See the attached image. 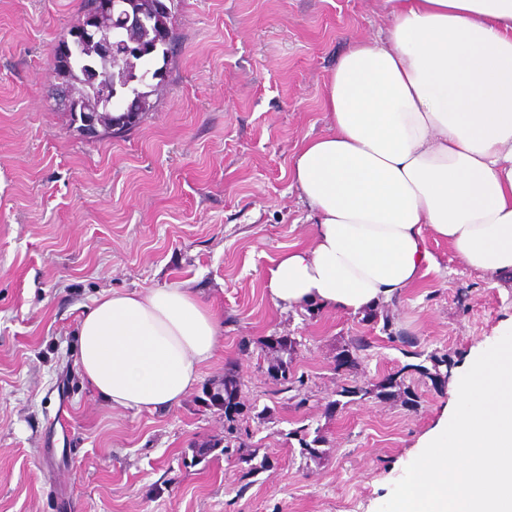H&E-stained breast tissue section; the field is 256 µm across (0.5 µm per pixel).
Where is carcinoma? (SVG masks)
Wrapping results in <instances>:
<instances>
[{
  "label": "carcinoma",
  "instance_id": "cac0c4a2",
  "mask_svg": "<svg viewBox=\"0 0 512 512\" xmlns=\"http://www.w3.org/2000/svg\"><path fill=\"white\" fill-rule=\"evenodd\" d=\"M131 13L144 18V23L118 24L105 14L101 7L95 5V0H81V22L70 28L68 36L59 40L53 49L55 56L66 59L68 68L61 76L60 86H78L88 81L87 75L97 70L99 79L107 80L111 86L113 98L120 99L130 93L133 88L138 89L141 97V115L153 111L154 102L151 95L155 92L153 86L144 87L140 84V77L154 58L160 56L167 60L170 43L158 40V32L171 24V9L162 0H131ZM92 23L96 31V42L87 47L78 43V35L84 26ZM383 321L382 332L387 338L394 339L393 323L389 315H380V311L372 308L365 312L362 321ZM261 348L274 355L269 363L270 378L279 391L297 394L305 387L304 376H296L294 361L297 357L300 343L290 336H266L258 340ZM372 342L364 336H356L346 344L336 356L344 360L342 367L348 370L358 363L360 354L371 349ZM426 356L431 366L424 364H409L401 369L384 376L374 384L354 383L342 386L336 394L343 397H356L360 400L376 398L381 401L394 399L401 400L403 406L409 410L419 405L418 394L406 384L405 371L412 369L420 376L429 379L434 386H439L448 380L446 369L451 365V359L446 354L432 351L428 354L420 351L417 356ZM203 395L209 397L212 403L224 404V454H230L231 449L239 453L237 463L240 464V489L249 485L248 479L256 472L265 468L267 457L255 462L257 450L241 451L238 440L242 435H250L249 422L262 423L265 421L266 411H255V407L248 406L243 401V383L236 366L229 364L224 368V377L206 386ZM297 441L302 456L315 459L319 456L318 445L325 442L322 435L310 437V428L306 425L291 429L286 433V442Z\"/></svg>",
  "mask_w": 512,
  "mask_h": 512
}]
</instances>
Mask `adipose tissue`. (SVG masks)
I'll list each match as a JSON object with an SVG mask.
<instances>
[{"label":"adipose tissue","instance_id":"obj_1","mask_svg":"<svg viewBox=\"0 0 512 512\" xmlns=\"http://www.w3.org/2000/svg\"><path fill=\"white\" fill-rule=\"evenodd\" d=\"M384 3L390 26L329 74L328 129L292 160L313 234L265 273L274 307L357 314L398 298L431 270L430 234L466 269L512 272V0ZM217 328L179 285L105 293L78 321V365L109 404L169 410Z\"/></svg>","mask_w":512,"mask_h":512}]
</instances>
